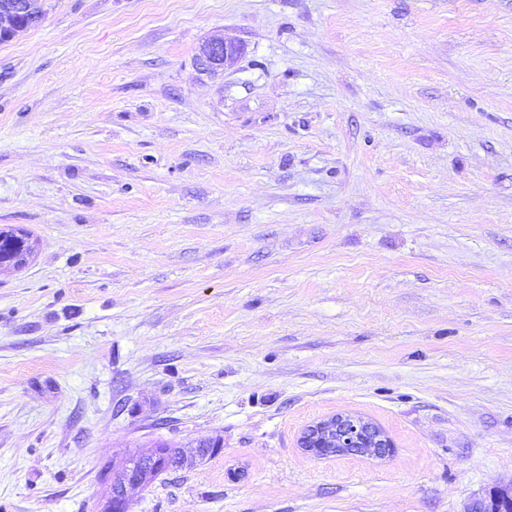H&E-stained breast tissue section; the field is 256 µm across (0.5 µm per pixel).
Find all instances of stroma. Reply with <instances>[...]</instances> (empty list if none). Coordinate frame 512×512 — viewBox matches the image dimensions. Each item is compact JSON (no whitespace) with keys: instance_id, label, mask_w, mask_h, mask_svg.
I'll list each match as a JSON object with an SVG mask.
<instances>
[{"instance_id":"stroma-1","label":"stroma","mask_w":512,"mask_h":512,"mask_svg":"<svg viewBox=\"0 0 512 512\" xmlns=\"http://www.w3.org/2000/svg\"><path fill=\"white\" fill-rule=\"evenodd\" d=\"M0 43V512H463L512 480V0H42ZM244 44L201 74L208 39ZM338 412L393 442L316 459ZM36 241L21 227L0 230V266L24 268L35 250ZM152 448H156L153 451V461L155 465L152 470H136L133 464L128 462L130 457H127L124 464L118 469L113 467L111 469L109 466L102 467L100 477L102 484L106 487L105 491L108 490L107 480L112 474V501H110L111 507L107 509V512H130V503L127 494L128 489L134 487L145 488L151 483L157 470L166 466L171 455L168 448L173 447L166 442H155L150 449L145 450L150 451Z\"/></svg>"}]
</instances>
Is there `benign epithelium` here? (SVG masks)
<instances>
[{
	"label": "benign epithelium",
	"mask_w": 512,
	"mask_h": 512,
	"mask_svg": "<svg viewBox=\"0 0 512 512\" xmlns=\"http://www.w3.org/2000/svg\"><path fill=\"white\" fill-rule=\"evenodd\" d=\"M31 12L29 0H0V35L13 38L26 30L21 15ZM239 42L213 38L206 41L198 54L199 68L212 74L232 67L244 53ZM301 448L316 458L356 454L383 459L391 454L390 437L376 424L352 413H336L307 426ZM168 449H154V469H135L126 461L112 469V501L107 512H130L128 489L144 488L151 483L157 469L166 466ZM464 512H512V482L491 488L466 505Z\"/></svg>",
	"instance_id": "benign-epithelium-1"
}]
</instances>
